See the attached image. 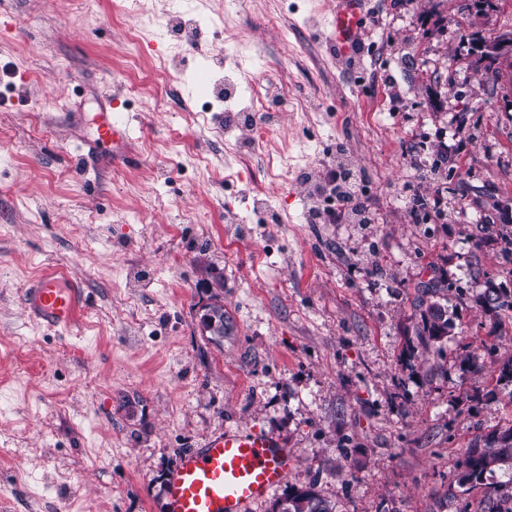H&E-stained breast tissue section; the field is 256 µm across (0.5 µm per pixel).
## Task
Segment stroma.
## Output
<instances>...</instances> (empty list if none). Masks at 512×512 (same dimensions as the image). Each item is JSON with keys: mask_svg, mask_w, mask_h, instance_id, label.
<instances>
[{"mask_svg": "<svg viewBox=\"0 0 512 512\" xmlns=\"http://www.w3.org/2000/svg\"><path fill=\"white\" fill-rule=\"evenodd\" d=\"M159 4L0 0V512H166L182 454L227 428L279 437L287 484L336 512H474L512 477L453 483L465 449L512 424L496 382L512 311L477 303L488 281L512 292V82L469 39L512 34V0H365L346 60L330 54L332 0H187L212 83L313 104L245 162L248 130L214 128L247 97L212 100L202 126L173 108L169 89L199 94L143 24ZM111 106L134 135L101 168ZM340 146L370 223L309 215ZM48 264L87 295L69 338L22 305ZM217 275L219 344L197 319ZM432 281L462 287L437 355L419 340Z\"/></svg>", "mask_w": 512, "mask_h": 512, "instance_id": "obj_1", "label": "stroma"}]
</instances>
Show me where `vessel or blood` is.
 Segmentation results:
<instances>
[{
	"label": "vessel or blood",
	"mask_w": 512,
	"mask_h": 512,
	"mask_svg": "<svg viewBox=\"0 0 512 512\" xmlns=\"http://www.w3.org/2000/svg\"><path fill=\"white\" fill-rule=\"evenodd\" d=\"M362 0H336L331 20L337 57L353 51L362 37ZM99 138L125 142L132 129L103 113ZM28 315L44 326L70 334L86 307L80 285L62 269L35 276L23 294ZM291 451L276 437L232 430L186 451L166 487L167 512H249L252 504L279 487L288 475Z\"/></svg>",
	"instance_id": "1"
}]
</instances>
